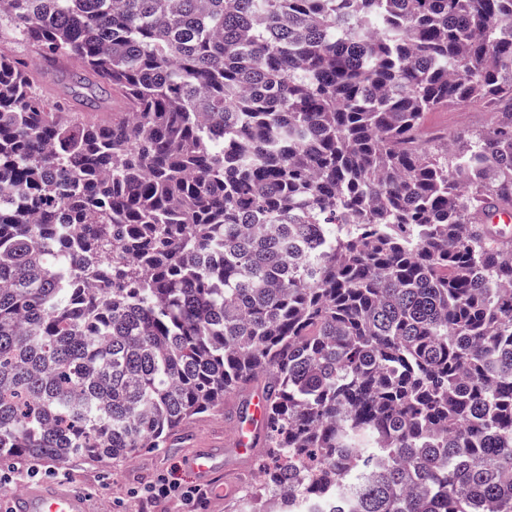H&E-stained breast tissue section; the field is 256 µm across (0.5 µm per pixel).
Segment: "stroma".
I'll use <instances>...</instances> for the list:
<instances>
[{
    "label": "stroma",
    "instance_id": "35a3bbf8",
    "mask_svg": "<svg viewBox=\"0 0 512 512\" xmlns=\"http://www.w3.org/2000/svg\"><path fill=\"white\" fill-rule=\"evenodd\" d=\"M248 390H236L224 397L220 408L197 415L185 422L168 447L144 449L127 462L111 460H74L67 469L54 471L37 459L21 461L26 477L0 484V503L9 504L13 494L36 482H56L87 495L99 512H141L136 493L166 476L182 485L195 484L196 479L185 462L197 449L216 446L223 450L225 469H238L242 477L235 489L218 488L209 499L205 512H249L247 490L256 487L258 475L267 460L261 452L251 457L238 456L230 435Z\"/></svg>",
    "mask_w": 512,
    "mask_h": 512
}]
</instances>
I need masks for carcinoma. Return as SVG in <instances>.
I'll return each mask as SVG.
<instances>
[{
  "instance_id": "obj_1",
  "label": "carcinoma",
  "mask_w": 512,
  "mask_h": 512,
  "mask_svg": "<svg viewBox=\"0 0 512 512\" xmlns=\"http://www.w3.org/2000/svg\"><path fill=\"white\" fill-rule=\"evenodd\" d=\"M503 204L512 0H0V454L125 461L261 380L284 512H512ZM487 112L469 109L431 112L426 119L424 133L430 135L438 130H467L480 126L489 120Z\"/></svg>"
}]
</instances>
